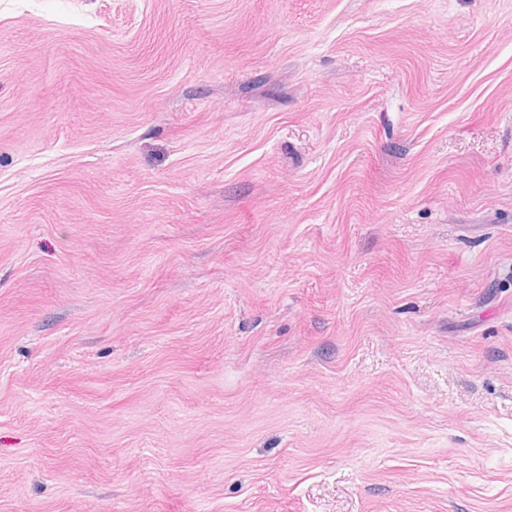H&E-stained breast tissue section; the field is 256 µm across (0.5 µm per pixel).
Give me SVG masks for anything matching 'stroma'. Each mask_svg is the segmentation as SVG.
Masks as SVG:
<instances>
[{
    "label": "stroma",
    "instance_id": "35a3bbf8",
    "mask_svg": "<svg viewBox=\"0 0 512 512\" xmlns=\"http://www.w3.org/2000/svg\"><path fill=\"white\" fill-rule=\"evenodd\" d=\"M0 512H512V0H0Z\"/></svg>",
    "mask_w": 512,
    "mask_h": 512
}]
</instances>
